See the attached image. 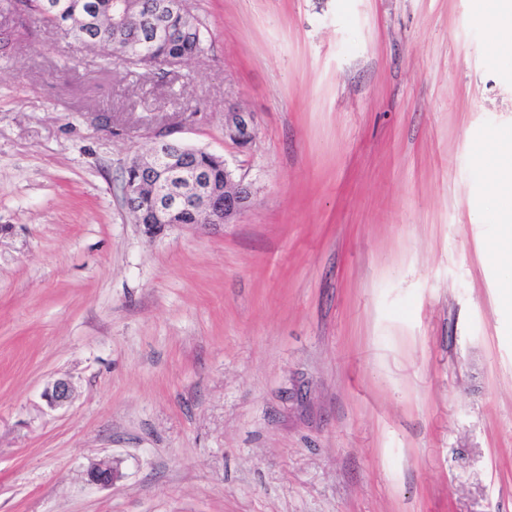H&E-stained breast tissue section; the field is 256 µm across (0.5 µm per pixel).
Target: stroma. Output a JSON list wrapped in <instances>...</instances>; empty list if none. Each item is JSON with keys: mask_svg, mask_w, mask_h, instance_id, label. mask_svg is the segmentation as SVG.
<instances>
[{"mask_svg": "<svg viewBox=\"0 0 512 512\" xmlns=\"http://www.w3.org/2000/svg\"><path fill=\"white\" fill-rule=\"evenodd\" d=\"M185 5L205 50L158 70L0 0V512H512L491 0ZM164 126L255 205L135 223ZM225 134L239 147L248 149L256 136V123L254 113L240 109L226 112ZM73 395V385L66 378H56L49 382L43 392V397L50 407H62L70 403Z\"/></svg>", "mask_w": 512, "mask_h": 512, "instance_id": "1", "label": "stroma"}]
</instances>
